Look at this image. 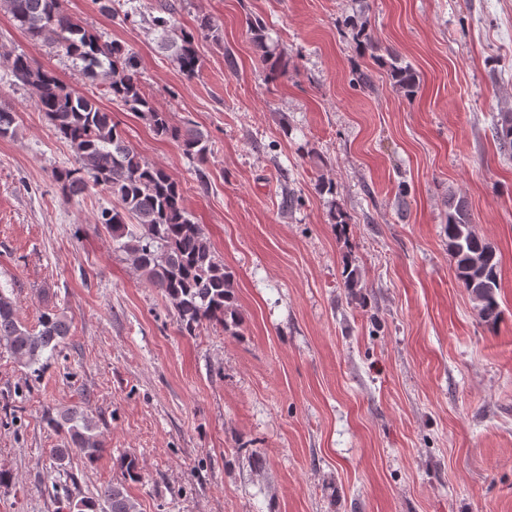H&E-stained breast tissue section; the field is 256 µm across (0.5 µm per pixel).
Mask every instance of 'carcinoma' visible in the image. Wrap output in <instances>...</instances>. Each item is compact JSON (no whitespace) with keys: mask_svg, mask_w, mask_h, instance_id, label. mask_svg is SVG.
<instances>
[{"mask_svg":"<svg viewBox=\"0 0 512 512\" xmlns=\"http://www.w3.org/2000/svg\"><path fill=\"white\" fill-rule=\"evenodd\" d=\"M0 11L8 13L30 40L56 45L79 64L92 84L103 88L127 111L143 116L155 135L176 139L185 154L206 160L208 136L193 127L173 125L169 113L157 108L144 93L138 79L137 54L119 43L101 40L67 12L64 0H0ZM159 11L168 14L154 18L155 26L161 29V48L181 73L194 76L199 69L195 35L218 44V26L204 15L197 20L196 32H184L176 41L167 35L169 16L174 14L172 4L159 5ZM247 25L253 42L263 50L262 61L269 63L274 73L286 71V54L266 46L265 22L255 17ZM0 62L17 82L33 91L35 110L48 118L55 134L75 154L76 167L55 172L63 194L71 199L82 197L92 182L106 186L117 198V205L101 209L97 223L132 267L172 304L180 332L190 336L206 323H236L233 277L216 256L203 226L186 208L180 183L128 145L123 131L112 121V113L95 97L68 86L23 51H1ZM389 70L396 91L407 98L418 93L419 80L411 68L393 59ZM17 134L16 112L0 107V138L14 139ZM495 138L499 151L511 157L512 112L500 113ZM446 224L458 279L477 302L481 317L496 320V250L473 232L464 201L449 204ZM40 326L38 332H31L18 319L13 299L0 290V346L26 367L40 364L45 352H55L70 331L67 316L52 308L41 313ZM45 422L65 439V447L51 450L58 467H65L74 456L88 464L96 461L103 444L84 413L73 408L55 414L49 411ZM118 465L120 480L107 484L95 496L66 497L67 512H139L126 487L139 478L138 459L124 454Z\"/></svg>","mask_w":512,"mask_h":512,"instance_id":"1","label":"carcinoma"}]
</instances>
